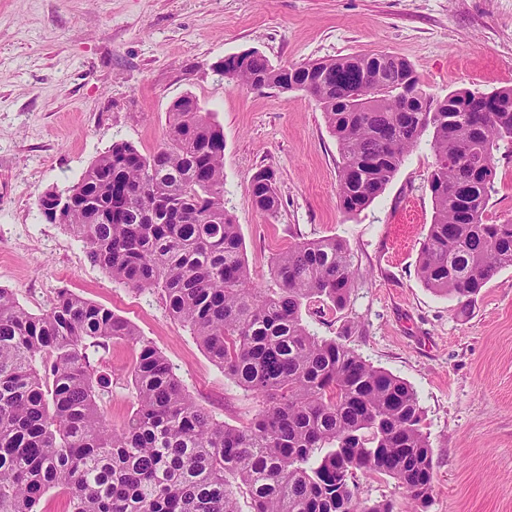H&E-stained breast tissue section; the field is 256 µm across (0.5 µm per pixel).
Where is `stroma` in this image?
<instances>
[{
    "instance_id": "35a3bbf8",
    "label": "stroma",
    "mask_w": 512,
    "mask_h": 512,
    "mask_svg": "<svg viewBox=\"0 0 512 512\" xmlns=\"http://www.w3.org/2000/svg\"><path fill=\"white\" fill-rule=\"evenodd\" d=\"M256 49L276 65L388 52L423 90L512 87V0H0V287L30 312L67 289L111 309L159 348L195 400L239 426L258 399L225 378L158 294L112 280L36 200L66 190L116 141L150 153L173 101L190 94L224 132V206L255 285L273 258L306 240L346 242L359 276L338 312L311 306L310 329L408 381L433 450L428 512H512V268L468 310L417 275L432 220L428 141L360 212L337 204L339 153L305 91L239 88L211 66ZM486 218L512 219V155L501 152ZM273 172L279 207L259 212L250 177ZM134 347L109 343L102 403L118 427L134 410Z\"/></svg>"
}]
</instances>
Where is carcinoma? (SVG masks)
Returning <instances> with one entry per match:
<instances>
[{
	"instance_id": "1",
	"label": "carcinoma",
	"mask_w": 512,
	"mask_h": 512,
	"mask_svg": "<svg viewBox=\"0 0 512 512\" xmlns=\"http://www.w3.org/2000/svg\"><path fill=\"white\" fill-rule=\"evenodd\" d=\"M214 71L237 87L315 99L336 138L347 214L377 198L430 134L433 216L421 282L466 310L512 267V219H486L495 152L512 148V87L434 97L409 62L382 52L276 66L248 49ZM359 85L371 97H355ZM249 190L260 212H276L269 170H257ZM49 201L60 211L46 210ZM37 206L113 280L158 293L262 408L246 424H224L112 310L63 289L36 315L0 288V512H38L52 489L68 495L69 512H241V495L251 512H398L391 500H362L359 473L397 480L412 512H426L434 462L417 392L303 320L314 301L345 307L356 278L346 243L298 242L274 259L275 287H253L238 224L224 209V133L195 97L171 104L153 152L114 142L76 184L43 192ZM112 339L137 350L135 411L119 428L104 419L112 382L96 369Z\"/></svg>"
}]
</instances>
